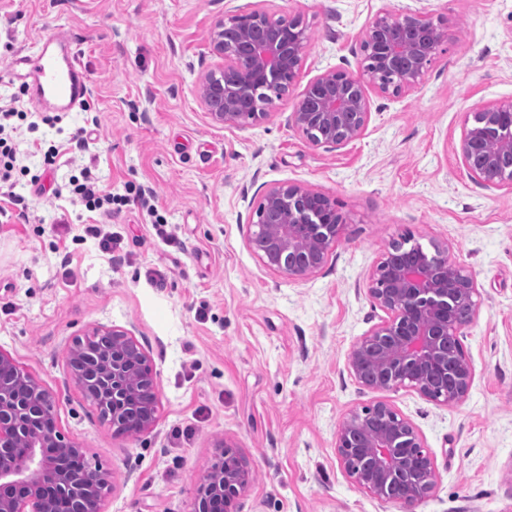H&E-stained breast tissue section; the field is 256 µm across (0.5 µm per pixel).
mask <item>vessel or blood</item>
Returning <instances> with one entry per match:
<instances>
[{
  "label": "vessel or blood",
  "instance_id": "b4317fda",
  "mask_svg": "<svg viewBox=\"0 0 512 512\" xmlns=\"http://www.w3.org/2000/svg\"><path fill=\"white\" fill-rule=\"evenodd\" d=\"M10 80L25 88L41 112L68 114L90 94L89 77L71 36L63 31L43 36L18 56Z\"/></svg>",
  "mask_w": 512,
  "mask_h": 512
}]
</instances>
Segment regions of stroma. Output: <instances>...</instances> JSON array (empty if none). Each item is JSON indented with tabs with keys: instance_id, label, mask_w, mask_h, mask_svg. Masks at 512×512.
<instances>
[{
	"instance_id": "obj_1",
	"label": "stroma",
	"mask_w": 512,
	"mask_h": 512,
	"mask_svg": "<svg viewBox=\"0 0 512 512\" xmlns=\"http://www.w3.org/2000/svg\"><path fill=\"white\" fill-rule=\"evenodd\" d=\"M384 7L440 21L441 51L409 94L369 90L359 139L312 146L289 113L316 76L361 73L360 43ZM257 8L301 18L310 41L279 107L227 128L200 100L202 77L221 64L209 32L228 11ZM60 26L76 40L100 123L80 110L58 130L18 128L30 169L58 147L51 180L62 196L21 186L25 220L0 201V350L56 395L63 436L107 472L103 512H192L227 447L254 474L236 512H402L360 489L336 454L343 418L378 401L412 423L435 463L414 512H512V184L485 188L457 150L477 107L512 102V0H0V97L16 90L15 57ZM81 127L82 151L69 142ZM84 168L128 196L110 219L73 201L68 180ZM280 184L324 194L344 219L303 280L266 267L251 243L256 209ZM142 187L150 205L135 199ZM100 222L108 253L84 234ZM406 239L449 244L478 289L461 337L474 379L453 406L363 387L347 367L353 342L384 317L371 277ZM98 327L132 331L150 358L159 408L140 435L103 422L67 367L72 342Z\"/></svg>"
}]
</instances>
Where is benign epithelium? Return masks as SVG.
<instances>
[{
	"mask_svg": "<svg viewBox=\"0 0 512 512\" xmlns=\"http://www.w3.org/2000/svg\"><path fill=\"white\" fill-rule=\"evenodd\" d=\"M232 26L235 43L224 39ZM443 33L431 18L412 11L380 10L360 50L364 73L326 71L299 95L288 123L317 147L336 148L358 139L369 118L366 90L398 96L426 73ZM309 35L295 18H274L263 9L230 12L209 33L211 52L222 65L201 82V102L210 119L224 126L244 122L242 104L260 102L251 115L268 117L294 85ZM512 104L476 109L474 124L459 141L469 175L486 188L512 182ZM256 234L266 241L260 255L271 270L304 279L324 263L338 242L342 217L326 196L297 185L270 188L258 211ZM392 243L371 279L368 294L387 317L358 337L348 354L350 373L363 386L383 391L411 388L448 406L462 402L473 367L450 354L462 329L477 314L473 275L452 258L450 247L412 246L415 259L398 257ZM96 344L75 343L68 366L85 395L116 430L138 435L156 420L158 399L149 357L128 331L97 329ZM57 401L16 360L0 350V512H102L107 474L88 462L81 448L57 426ZM339 461L353 481L372 495L414 508L436 481L433 459L422 451L412 424L386 402L349 412L337 436ZM250 480L236 454L224 448L206 475L194 512H233L232 501Z\"/></svg>",
	"mask_w": 512,
	"mask_h": 512,
	"instance_id": "benign-epithelium-1",
	"label": "benign epithelium"
}]
</instances>
